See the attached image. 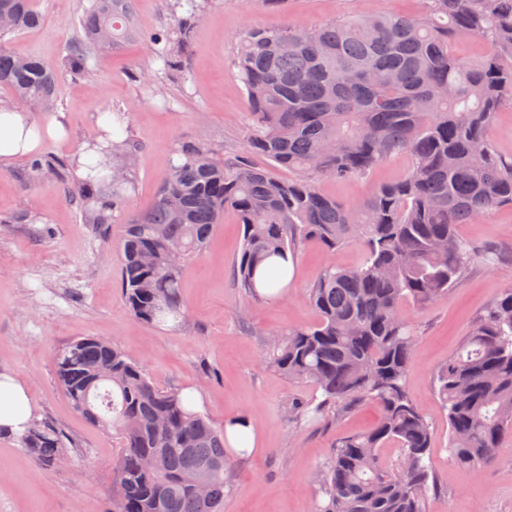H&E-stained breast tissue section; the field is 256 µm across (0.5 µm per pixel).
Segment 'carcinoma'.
<instances>
[{
  "instance_id": "1",
  "label": "carcinoma",
  "mask_w": 512,
  "mask_h": 512,
  "mask_svg": "<svg viewBox=\"0 0 512 512\" xmlns=\"http://www.w3.org/2000/svg\"><path fill=\"white\" fill-rule=\"evenodd\" d=\"M420 16L368 10L318 27H251L238 36L234 65L244 85L251 150L274 166L299 172L282 181L244 157L217 158L199 143L181 145L179 163L160 184L152 208L126 221L120 242L121 288L134 318L164 322L182 313V263L207 245L224 212L236 214L244 237L237 260L241 287L258 297L255 274L266 261L315 240L330 253L358 243L363 262L325 265L308 288L313 326L282 330L267 364L322 391L316 405L292 404L298 421L336 414L371 401L380 416L368 431L341 438L317 473L322 500L315 512H426L436 479L426 464L434 432L406 388L415 335L403 304L426 307L447 296L475 260L492 251L460 240L469 224L512 206V158L490 139L494 116L512 99V0H426ZM134 0H87L62 64L93 75L99 58L136 38L150 47L136 79L155 95L183 75L191 36L212 0H169L175 22L151 33L137 23ZM36 0H0V87L15 101L58 108L59 72L36 55L19 56L8 37L40 26ZM468 39L489 52L474 62L455 55ZM138 145L99 128L87 149L105 174L67 187L89 224H110L131 186ZM411 155L400 181L350 206L320 194L319 178L362 175L393 154ZM122 157V165L112 163ZM61 165L36 156L37 180ZM183 245L181 263L169 246ZM58 386L90 424L115 431L112 512H222L227 473L224 427L190 408L178 389L156 386L121 349L87 337L67 344L54 362ZM435 395L446 411L449 448L462 466L494 461L512 435V289L493 300L438 370ZM41 468L66 455L68 437L53 423L31 419L18 436ZM396 441V467L379 449ZM205 476L200 498L191 479Z\"/></svg>"
}]
</instances>
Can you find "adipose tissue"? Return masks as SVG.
I'll use <instances>...</instances> for the list:
<instances>
[{"label": "adipose tissue", "mask_w": 512, "mask_h": 512, "mask_svg": "<svg viewBox=\"0 0 512 512\" xmlns=\"http://www.w3.org/2000/svg\"><path fill=\"white\" fill-rule=\"evenodd\" d=\"M65 126L59 119L37 123L21 107L0 113V166L34 152L41 137L62 138ZM31 418L30 396L25 385L8 373H0V428L22 432Z\"/></svg>", "instance_id": "adipose-tissue-1"}]
</instances>
